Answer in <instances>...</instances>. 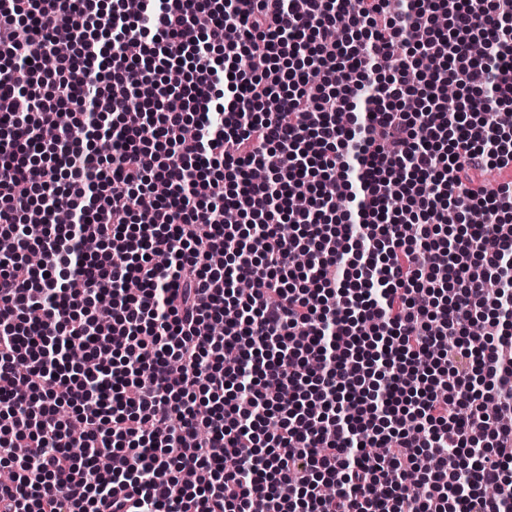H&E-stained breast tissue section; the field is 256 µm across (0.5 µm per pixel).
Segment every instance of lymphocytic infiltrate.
<instances>
[{
	"instance_id": "lymphocytic-infiltrate-1",
	"label": "lymphocytic infiltrate",
	"mask_w": 512,
	"mask_h": 512,
	"mask_svg": "<svg viewBox=\"0 0 512 512\" xmlns=\"http://www.w3.org/2000/svg\"><path fill=\"white\" fill-rule=\"evenodd\" d=\"M389 2L0 0V512H512V0Z\"/></svg>"
}]
</instances>
